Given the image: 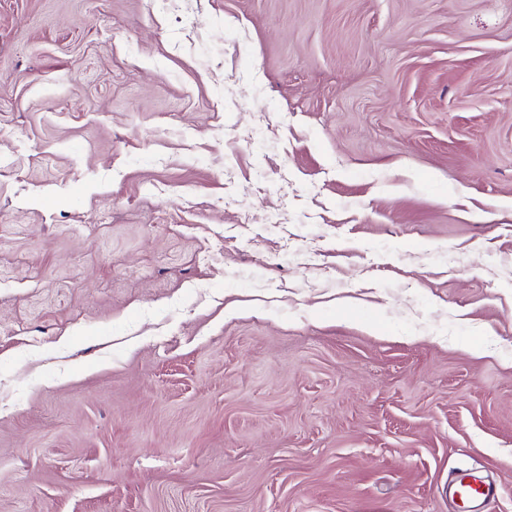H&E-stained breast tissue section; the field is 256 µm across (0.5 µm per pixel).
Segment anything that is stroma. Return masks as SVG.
Instances as JSON below:
<instances>
[{
    "mask_svg": "<svg viewBox=\"0 0 512 512\" xmlns=\"http://www.w3.org/2000/svg\"><path fill=\"white\" fill-rule=\"evenodd\" d=\"M512 512V0H0V512ZM451 488L454 496L469 501L481 500L486 503L494 495L490 486L472 474L457 479Z\"/></svg>",
    "mask_w": 512,
    "mask_h": 512,
    "instance_id": "stroma-1",
    "label": "stroma"
}]
</instances>
